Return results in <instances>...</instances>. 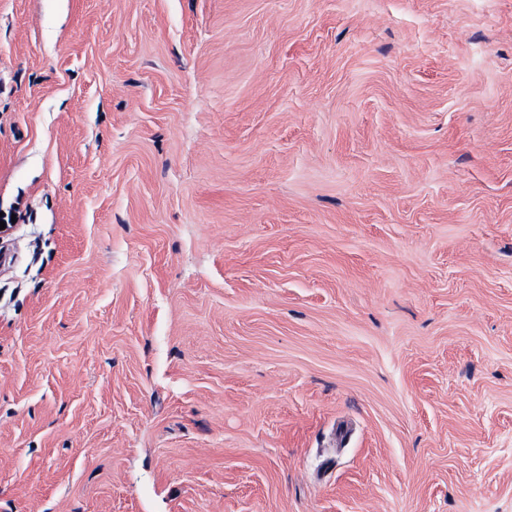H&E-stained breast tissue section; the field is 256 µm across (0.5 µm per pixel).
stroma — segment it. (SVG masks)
<instances>
[{
	"instance_id": "stroma-1",
	"label": "stroma",
	"mask_w": 512,
	"mask_h": 512,
	"mask_svg": "<svg viewBox=\"0 0 512 512\" xmlns=\"http://www.w3.org/2000/svg\"><path fill=\"white\" fill-rule=\"evenodd\" d=\"M0 512H512V0H0Z\"/></svg>"
}]
</instances>
